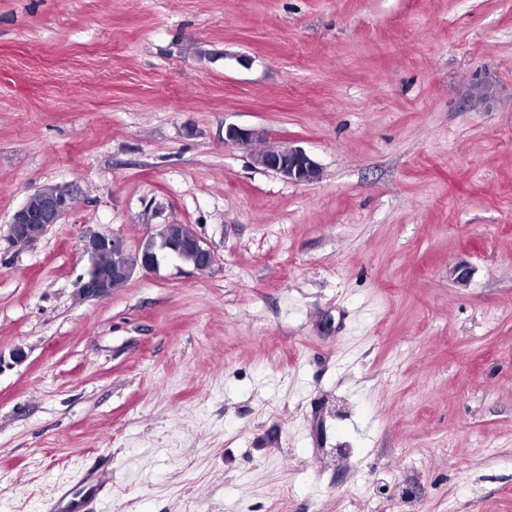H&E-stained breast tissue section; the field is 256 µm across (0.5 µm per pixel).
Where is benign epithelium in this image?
Instances as JSON below:
<instances>
[{"label":"benign epithelium","mask_w":512,"mask_h":512,"mask_svg":"<svg viewBox=\"0 0 512 512\" xmlns=\"http://www.w3.org/2000/svg\"><path fill=\"white\" fill-rule=\"evenodd\" d=\"M256 138L255 130L230 124L224 127V141L246 146ZM263 168L297 184L313 183L320 177L318 163L301 147H270L255 156ZM73 191L68 184L59 185L52 193H42L36 205L25 201L11 215L8 223L9 240L15 246L26 247L40 240L54 225L61 222L73 206ZM186 248L197 256L196 268L206 270L216 261L215 253L190 225H183L178 241L168 240V226L145 238L132 252L126 240L107 231L91 232L84 236L82 252L88 265L81 281L84 298H104L111 295L112 283L129 281L136 271L154 272L168 257H177ZM103 255L112 257V280L96 275Z\"/></svg>","instance_id":"benign-epithelium-1"}]
</instances>
